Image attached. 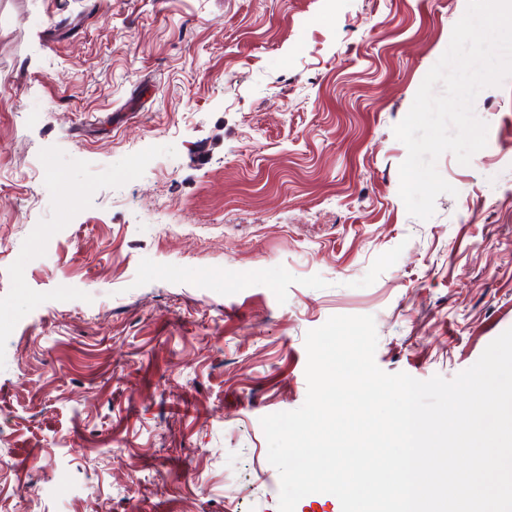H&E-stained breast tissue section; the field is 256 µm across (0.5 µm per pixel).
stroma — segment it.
<instances>
[{"label":"stroma","mask_w":512,"mask_h":512,"mask_svg":"<svg viewBox=\"0 0 512 512\" xmlns=\"http://www.w3.org/2000/svg\"><path fill=\"white\" fill-rule=\"evenodd\" d=\"M467 0H0V512H278L305 337L512 328V78L426 220L393 128Z\"/></svg>","instance_id":"35a3bbf8"}]
</instances>
